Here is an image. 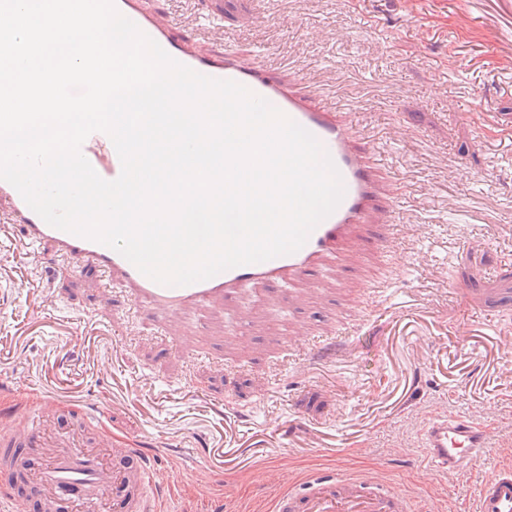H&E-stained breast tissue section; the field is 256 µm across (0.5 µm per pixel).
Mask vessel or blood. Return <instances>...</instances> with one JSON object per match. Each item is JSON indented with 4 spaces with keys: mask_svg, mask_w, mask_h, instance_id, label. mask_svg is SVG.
<instances>
[{
    "mask_svg": "<svg viewBox=\"0 0 512 512\" xmlns=\"http://www.w3.org/2000/svg\"><path fill=\"white\" fill-rule=\"evenodd\" d=\"M117 10L157 42L173 59L218 80L235 81L265 99L288 118L308 130L335 164L345 189L336 210L318 224L296 252L268 261L227 269L185 286L160 284L142 274L117 251L90 239L47 224L8 182L0 180V206H7L23 227L28 247L51 244L65 259L64 273L92 267L127 300L148 305L159 318L189 314L201 307L237 303L236 318L249 314L240 305L254 287L274 293L283 285L309 279L326 268L329 260L344 263L365 251L369 243L402 248L395 217L402 198L394 179L383 176L377 152L362 149L350 117L330 112L305 94L302 77L281 78L240 53H225L221 60L183 50L169 25L149 14L140 0H115ZM83 156L107 181L119 177L122 164L110 137L91 133L81 146ZM18 428L27 434L23 449L10 435L0 434V471L29 474V488L40 498L43 512H59L65 496H72L73 512H160L154 490L159 482L137 449L109 459L101 449L74 444L51 450L38 421L23 418ZM489 430L461 415H435L421 429L426 467L431 475L467 471L479 459ZM398 497L375 478H352L333 470H317L300 483L286 487L271 512H402ZM477 512H512V466L491 473L477 491Z\"/></svg>",
    "mask_w": 512,
    "mask_h": 512,
    "instance_id": "obj_1",
    "label": "vessel or blood"
}]
</instances>
